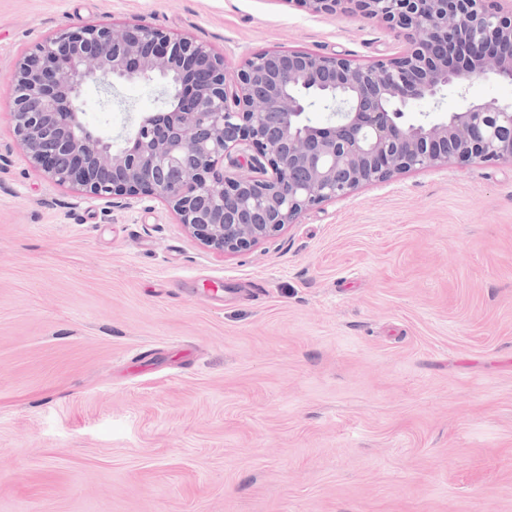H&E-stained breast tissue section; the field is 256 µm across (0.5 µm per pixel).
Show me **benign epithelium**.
<instances>
[{"label":"benign epithelium","instance_id":"1","mask_svg":"<svg viewBox=\"0 0 512 512\" xmlns=\"http://www.w3.org/2000/svg\"><path fill=\"white\" fill-rule=\"evenodd\" d=\"M298 2L334 15L346 0ZM354 2L362 18L412 32L407 48L364 66L266 51L230 69L207 44L147 23L64 28L14 66L17 146L54 185L91 198L164 199L194 238L224 255L412 169L512 162V102L405 120L413 102L452 85L489 76L512 82V0ZM153 78L174 82L176 105L143 114L125 146L76 132L85 83ZM317 100L341 104L334 124L312 123Z\"/></svg>","mask_w":512,"mask_h":512}]
</instances>
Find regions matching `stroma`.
<instances>
[{"instance_id":"obj_1","label":"stroma","mask_w":512,"mask_h":512,"mask_svg":"<svg viewBox=\"0 0 512 512\" xmlns=\"http://www.w3.org/2000/svg\"><path fill=\"white\" fill-rule=\"evenodd\" d=\"M143 21L229 67L407 45L292 0H0V512H512V162L404 173L229 255L163 200H94L16 147L10 73L66 27ZM162 82L99 84L127 134ZM512 101L479 79L410 118Z\"/></svg>"}]
</instances>
